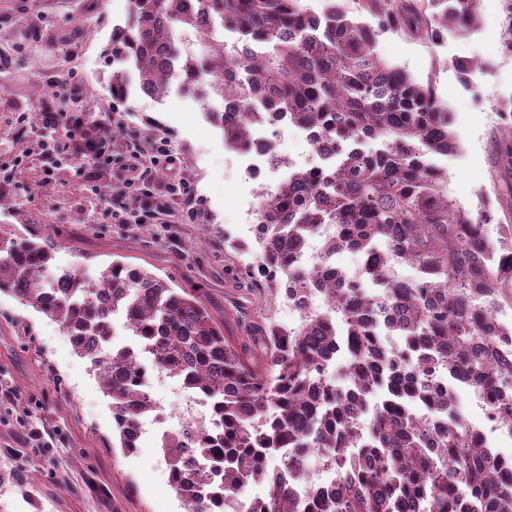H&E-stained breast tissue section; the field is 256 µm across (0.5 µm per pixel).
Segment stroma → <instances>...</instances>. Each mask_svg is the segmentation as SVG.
Wrapping results in <instances>:
<instances>
[{"mask_svg": "<svg viewBox=\"0 0 512 512\" xmlns=\"http://www.w3.org/2000/svg\"><path fill=\"white\" fill-rule=\"evenodd\" d=\"M504 0H480L473 33L430 40L394 29L377 41L378 55L431 88L452 115L458 148L434 162L448 172V193L463 208L490 206L494 221L512 224V172L498 163V145L512 135L500 103L512 97V53L502 50ZM127 0H0V50L21 48L0 86V166L14 156L40 157L43 132L19 134V113L34 111L56 81L76 76L75 109L116 122L124 138H165L177 157L157 167L159 183L182 182L199 197L194 220L157 234L151 224L121 225L105 215L107 198L65 166L46 179L17 173L0 191V225L55 244L52 270L84 274L121 260L148 268L182 288L202 289L225 336L260 300L256 282L239 269L254 255L225 249V238L253 241L246 211L257 185L242 160L209 124L201 100L171 93L164 101L137 93L116 103L108 87L112 28L124 22ZM473 63L471 72L459 65ZM0 383L18 398L0 404V512H185L151 434L131 456L112 449V410L88 359L79 356L59 324L0 294ZM53 434L51 451L32 448L28 426ZM37 463L25 484L13 478L22 461Z\"/></svg>", "mask_w": 512, "mask_h": 512, "instance_id": "obj_1", "label": "stroma"}]
</instances>
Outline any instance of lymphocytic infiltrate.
Wrapping results in <instances>:
<instances>
[{"label":"lymphocytic infiltrate","mask_w":512,"mask_h":512,"mask_svg":"<svg viewBox=\"0 0 512 512\" xmlns=\"http://www.w3.org/2000/svg\"><path fill=\"white\" fill-rule=\"evenodd\" d=\"M80 89L79 83L61 82L55 95L58 107H43L35 119L50 135L44 143V159L50 166H57L61 157L88 162L91 181L103 178L113 156L125 157L121 190L113 193L106 210L115 224H164L171 209L164 201L166 193L179 191L181 209L188 218L197 215L196 200L188 187L174 188L165 184L163 192L152 191L153 171L160 164H173L174 158L167 141L144 139L140 142L120 143L112 140L104 121L88 120L79 112H64ZM67 122L72 132L67 139L52 137L51 132L59 122Z\"/></svg>","instance_id":"f902f5d3"}]
</instances>
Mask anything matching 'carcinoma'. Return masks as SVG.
I'll use <instances>...</instances> for the list:
<instances>
[{"mask_svg":"<svg viewBox=\"0 0 512 512\" xmlns=\"http://www.w3.org/2000/svg\"><path fill=\"white\" fill-rule=\"evenodd\" d=\"M306 0H129L112 36V99L130 96V64L142 93H210L234 103L208 112L224 145L238 150L261 120L315 130L334 154L321 171L299 169L260 198L254 244L224 239L257 263L241 273L271 299L303 293L291 254L335 227L325 257L361 252L358 280L323 263L307 272L330 314L307 310L294 326L257 311L244 341L224 336L199 288H174L144 267L114 261L92 282L50 269L53 247L0 227V293L57 322L99 371L111 399L112 433L136 453L132 426L155 409L138 390L136 347L111 345L112 316L151 354L155 367L205 396L212 413L193 432L167 436L171 487L186 512H512L501 464L454 415L462 384L485 409L512 422V224L488 237L487 208L463 209L448 195V172L429 161L458 147L447 106L376 52L391 27L429 36L475 28L479 0H379L376 24L348 16L339 0L320 12ZM210 29L201 49L181 53L182 34ZM238 35L224 42L220 31ZM372 140L379 148L366 152ZM414 271L409 278L398 268ZM400 336L389 352L382 337ZM343 353L350 376L331 387L319 376ZM368 420L360 425L356 415ZM318 453L324 485L301 496L288 485L291 453ZM277 470L269 469L273 458ZM265 485L254 501L248 482Z\"/></svg>","mask_w":512,"mask_h":512,"instance_id":"obj_1","label":"carcinoma"}]
</instances>
